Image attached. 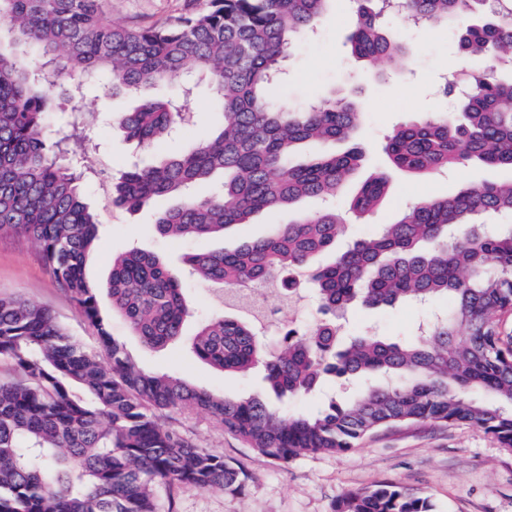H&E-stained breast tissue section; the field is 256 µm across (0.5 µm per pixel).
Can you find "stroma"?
<instances>
[{
  "instance_id": "obj_1",
  "label": "stroma",
  "mask_w": 512,
  "mask_h": 512,
  "mask_svg": "<svg viewBox=\"0 0 512 512\" xmlns=\"http://www.w3.org/2000/svg\"><path fill=\"white\" fill-rule=\"evenodd\" d=\"M190 0H107L112 18L120 24H150L188 13ZM356 17L351 0H336L317 30L298 40L284 62L287 77L278 84L275 99L298 110L310 102L342 90L356 92L368 114L360 138L365 156L356 175L346 180L336 196L337 211H345L359 184L381 170L380 144L399 125L434 112L456 110L453 97L444 95L446 75L467 71L471 62L457 45L452 31L420 27L403 14H392L386 26L394 39L409 47L407 68L391 72L385 63L367 66L354 58L348 38ZM189 93L173 89L182 99L188 125L162 145V152L192 149L199 136L218 121L209 80L190 76ZM88 97L82 167L91 171L87 198L100 216L98 245L87 262V274L105 285L113 256L138 247L164 259L182 272L184 254L234 249L243 239L267 235L273 227L288 223L294 214L311 215L323 208L321 200L305 198L291 209L257 213L252 222L227 230L220 239H188L174 242L159 236L154 227L156 211L170 207L167 199L138 211L112 204V183L133 162L150 159L157 149L127 141L117 117L132 111L138 99L132 95L104 97L102 81L86 86ZM512 179V171L470 163L429 178L392 173L389 189L378 210L363 223L351 222L347 234L360 237L393 223L407 205L423 198L454 195L462 187ZM0 294L19 295L50 309L70 336L86 348H95L92 328L69 296L45 267L39 246L26 238L0 237ZM103 313L109 314L111 331L129 355L144 369L167 372L189 383L229 396L261 391L258 377L227 374L198 359L187 342L160 351L146 349L133 336L126 321L113 314L107 294H100ZM447 301L427 306L411 304L377 310L354 307L346 317L350 334L376 332L397 340L411 336L419 321L445 311ZM161 423L174 427L198 447L218 452L243 467L249 478L242 493L219 488L201 490L179 486L171 491L172 512H333L335 501L348 491L391 483L428 497L435 512H512V449L495 438L461 423H405L378 430L358 447L340 453L304 455L288 464L253 452L238 437L224 432L202 412L162 410Z\"/></svg>"
}]
</instances>
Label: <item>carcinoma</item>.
Returning a JSON list of instances; mask_svg holds the SVG:
<instances>
[{"instance_id": "carcinoma-1", "label": "carcinoma", "mask_w": 512, "mask_h": 512, "mask_svg": "<svg viewBox=\"0 0 512 512\" xmlns=\"http://www.w3.org/2000/svg\"><path fill=\"white\" fill-rule=\"evenodd\" d=\"M333 0H206L163 23L128 27L112 20L103 0H0V236L38 244L45 265L93 328L97 349L69 336L45 308L0 296V512H165L176 485L240 493L248 474L224 456L197 447L157 421L154 411L203 410L256 453L284 464L306 453H340L366 436L407 422H461L512 448V337L499 322L512 316V228L479 220L512 216V180L467 186L456 195L421 199L374 235L332 252L343 217L299 215L236 249L191 253L184 262L205 284L243 295L277 284L303 268L325 319L284 332L277 353L249 317L202 321L190 340L200 360L226 372L259 370L277 395L307 394L328 377L365 382L356 399H330L313 413L291 414L256 392L229 397L167 373L145 371L112 338L99 307V287L86 274L98 216L86 201L87 175L63 163L75 156L85 116L81 94L59 117L53 154L45 139L53 99L46 86L75 76L108 78L112 94L176 86L189 70L212 82L220 124L191 151L135 165L114 184L118 206L140 210L156 197L179 204L157 214L156 232L171 239L224 237L262 210L303 197L334 196L359 166L362 152H321L292 161L301 144L355 141L363 113L352 95L324 98L292 111L269 101L270 86L294 42L314 30ZM352 52L369 65L402 69L410 49L384 24L389 0H354ZM401 0L426 26L459 28L460 51L476 63L457 112L394 129L382 145L386 161L427 176L480 162L512 168V79L486 68L512 65V0ZM185 121L174 97L144 98L120 118L130 141L156 146ZM222 176L220 193L192 188ZM388 177L366 180L349 210L370 215ZM112 312L145 347L182 338L193 317L182 281L152 252L112 257L107 282ZM448 301V313L426 318L418 334L392 341L375 333L345 341L336 317L360 301L372 307ZM385 375L389 382L374 385ZM431 501L391 484L350 491L334 512H433Z\"/></svg>"}]
</instances>
